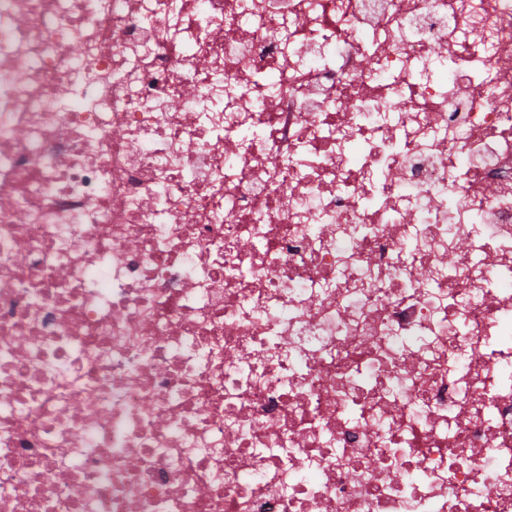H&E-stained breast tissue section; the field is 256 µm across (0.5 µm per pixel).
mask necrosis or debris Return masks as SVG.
I'll list each match as a JSON object with an SVG mask.
<instances>
[{
  "mask_svg": "<svg viewBox=\"0 0 512 512\" xmlns=\"http://www.w3.org/2000/svg\"><path fill=\"white\" fill-rule=\"evenodd\" d=\"M0 512H512V0H0Z\"/></svg>",
  "mask_w": 512,
  "mask_h": 512,
  "instance_id": "1",
  "label": "necrosis or debris"
}]
</instances>
